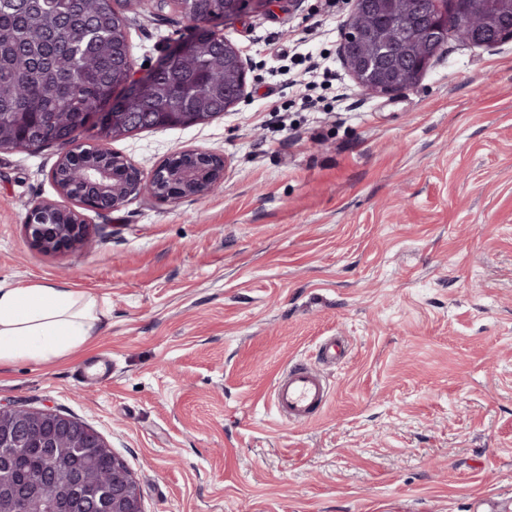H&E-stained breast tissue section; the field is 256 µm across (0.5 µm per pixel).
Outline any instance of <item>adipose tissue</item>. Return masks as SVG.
<instances>
[{"label":"adipose tissue","instance_id":"adipose-tissue-1","mask_svg":"<svg viewBox=\"0 0 512 512\" xmlns=\"http://www.w3.org/2000/svg\"><path fill=\"white\" fill-rule=\"evenodd\" d=\"M103 317L95 297L69 288L0 286V366L50 361L88 342Z\"/></svg>","mask_w":512,"mask_h":512}]
</instances>
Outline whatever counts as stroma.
<instances>
[{
    "mask_svg": "<svg viewBox=\"0 0 512 512\" xmlns=\"http://www.w3.org/2000/svg\"><path fill=\"white\" fill-rule=\"evenodd\" d=\"M137 66L184 29L137 0ZM350 0H287L224 29L244 97L108 148L151 173L202 149L224 187L85 211V246L29 243L60 149L0 151V284L95 295L76 353L0 367V405L73 415L122 456L145 512H512V42L452 40L419 84L368 96L338 55ZM324 58L334 89L303 107ZM345 337L309 424L276 379Z\"/></svg>",
    "mask_w": 512,
    "mask_h": 512,
    "instance_id": "stroma-1",
    "label": "stroma"
}]
</instances>
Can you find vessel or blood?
I'll return each mask as SVG.
<instances>
[{"mask_svg":"<svg viewBox=\"0 0 512 512\" xmlns=\"http://www.w3.org/2000/svg\"><path fill=\"white\" fill-rule=\"evenodd\" d=\"M329 392L328 379L308 362L297 360L277 379L272 403L282 420L305 424L325 406Z\"/></svg>","mask_w":512,"mask_h":512,"instance_id":"vessel-or-blood-1","label":"vessel or blood"}]
</instances>
